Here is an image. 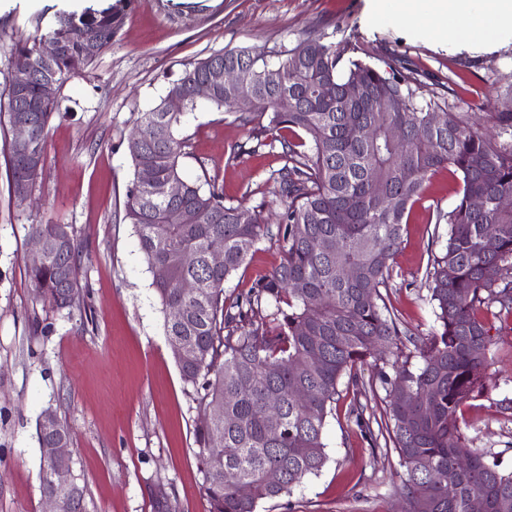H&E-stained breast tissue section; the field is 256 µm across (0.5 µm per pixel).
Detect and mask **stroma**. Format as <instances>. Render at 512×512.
<instances>
[{
	"mask_svg": "<svg viewBox=\"0 0 512 512\" xmlns=\"http://www.w3.org/2000/svg\"><path fill=\"white\" fill-rule=\"evenodd\" d=\"M116 3L124 20L111 48L57 94L31 201L9 193L8 133L0 129V512H44L36 425L47 410L71 432L85 512H154L161 490L176 512H207L194 442L198 414L138 237L123 220L133 121L160 103L185 68L227 47L276 51L319 36L381 71L394 59L409 61L427 88L447 90L481 123L488 100L512 89V32L491 42L434 41L408 26L373 23L374 0H0V87L14 42L46 30L59 13ZM179 133L189 144L185 178L215 184L225 202L264 205L276 220L282 205L267 177L282 162L265 150L233 158L249 142L234 115L202 101L182 116ZM459 190L448 171L431 178L391 263L385 302L416 339L437 326L423 275L449 231L431 223L429 209L450 211ZM47 223L70 225L79 248L83 296L61 311L36 300L26 271L29 227ZM281 260L277 244L258 243L226 283V297L247 292ZM486 320L494 335L490 378L458 423L469 447L512 471V318ZM352 402L340 384L321 472L261 502L258 512H400L398 457L384 438L361 432Z\"/></svg>",
	"mask_w": 512,
	"mask_h": 512,
	"instance_id": "stroma-1",
	"label": "stroma"
}]
</instances>
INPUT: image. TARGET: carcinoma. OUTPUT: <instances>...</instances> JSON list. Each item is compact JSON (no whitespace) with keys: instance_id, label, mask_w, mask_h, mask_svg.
I'll return each instance as SVG.
<instances>
[{"instance_id":"cac0c4a2","label":"carcinoma","mask_w":512,"mask_h":512,"mask_svg":"<svg viewBox=\"0 0 512 512\" xmlns=\"http://www.w3.org/2000/svg\"><path fill=\"white\" fill-rule=\"evenodd\" d=\"M123 19L113 5L61 13L45 33L15 44L12 70L28 72L29 81L22 93L10 80L0 91V125L27 117L45 151L58 102L34 106L42 79L53 73L62 84L92 65L112 46ZM44 39L61 45L50 67L39 56ZM227 67L238 69V83L217 87L210 104L229 111L236 97L252 98L253 111L235 116L249 127V153L276 151L283 162L267 178L283 203L274 228L261 205L249 210L248 223H239L246 207L225 204L215 186L189 181L181 170L188 144L177 128L196 108L192 88ZM323 83L338 91L357 83L360 91L349 101L326 100L318 95ZM167 94L180 97L181 111L158 105L136 118L141 146L130 154L124 221L135 229L162 305L181 310L179 320L165 321V335L191 349L176 363L196 410H220L211 424L195 429L208 512H258L261 502L317 475L327 462L324 430L345 377L354 393L351 413L373 435L356 367L379 347L392 356L393 374L383 370L380 380L388 398L386 432L403 468L405 512H470L476 498L485 512H512V471L468 447L457 424L460 408L482 394L490 366L494 341L482 312L496 307L497 316H512V208L499 204L512 196V141H492L447 97L424 92L407 64L385 72L360 60L345 64L335 46L316 36L272 59L251 48H226L184 70ZM490 119L512 135V94L494 105ZM397 127L403 141L393 145L388 132ZM282 129L303 136L286 140L278 136ZM144 165L154 169L151 183L138 178ZM442 168L458 176L460 199L447 213L435 210V223L450 226L446 245L425 271L438 328L415 346L421 359L415 367L412 355H403L402 332L381 289L389 288L403 224ZM170 182L182 185L176 198L164 192ZM474 199L483 207H473ZM60 228L30 225L48 248L42 268L27 275L39 300L65 309L75 304L69 291L79 284L78 251L74 234L57 237ZM216 236L224 238L219 268L208 262ZM158 238L167 248L156 247ZM263 239L278 243L282 261L226 301V282ZM346 266L357 270L354 279L342 277ZM490 266L497 268L494 279L484 275ZM183 280L196 282L199 292H182ZM263 309L266 320L254 323ZM296 389L309 401L294 400ZM272 397L281 409L275 422L265 412ZM216 438L224 447H216ZM226 448L238 453L226 458ZM271 469L281 472L280 484L268 482Z\"/></svg>"}]
</instances>
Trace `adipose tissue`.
<instances>
[{"label":"adipose tissue","mask_w":512,"mask_h":512,"mask_svg":"<svg viewBox=\"0 0 512 512\" xmlns=\"http://www.w3.org/2000/svg\"><path fill=\"white\" fill-rule=\"evenodd\" d=\"M374 19L429 39L491 40L512 31V0H376Z\"/></svg>","instance_id":"obj_1"}]
</instances>
